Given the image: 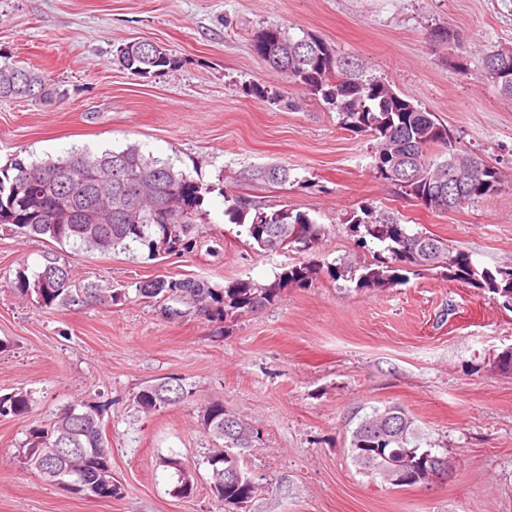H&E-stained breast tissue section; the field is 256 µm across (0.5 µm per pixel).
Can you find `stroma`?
I'll return each instance as SVG.
<instances>
[{"label": "stroma", "mask_w": 512, "mask_h": 512, "mask_svg": "<svg viewBox=\"0 0 512 512\" xmlns=\"http://www.w3.org/2000/svg\"><path fill=\"white\" fill-rule=\"evenodd\" d=\"M281 27L324 39L360 72L382 79L480 156L502 181L497 193L441 213L401 195L375 170L376 140L346 127L333 106L270 69L250 48ZM458 34L459 73L435 28ZM149 41L175 60L134 75L118 46ZM512 47V0H0V61L45 71L62 96L0 99V166L14 154L56 159L138 143L208 185L193 253H90L0 229V395L28 392L29 412L0 419V512H224L209 487L212 441L199 409L222 401L260 431L244 452L267 493L249 512H512V372L495 368L512 348V309L498 295L430 272L384 291L357 288L340 259L369 258L381 244L351 230L353 213L391 212L412 232L446 239L477 269H512V97L482 78V59ZM269 163L283 185L240 180ZM252 201L323 224L319 253L264 254L225 209ZM321 272L288 286L273 304L211 318L188 309L169 319L142 297L153 279L273 283L285 267ZM69 265L76 287L99 299L40 308L11 289L18 272ZM126 299L109 306L110 294ZM181 379L183 403L146 414V385ZM108 402L104 417L119 498L75 494L23 463L29 426L65 406ZM402 405L453 463L448 481L388 489L358 470L350 436L359 418ZM195 469V489L171 495L162 456Z\"/></svg>", "instance_id": "1"}]
</instances>
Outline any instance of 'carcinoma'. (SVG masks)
Wrapping results in <instances>:
<instances>
[{
    "label": "carcinoma",
    "mask_w": 512,
    "mask_h": 512,
    "mask_svg": "<svg viewBox=\"0 0 512 512\" xmlns=\"http://www.w3.org/2000/svg\"><path fill=\"white\" fill-rule=\"evenodd\" d=\"M251 47L272 70L288 75L312 94L322 95L348 127L371 132L377 140L380 178L428 208L448 210V191H437V184L455 144L448 129L431 113L387 89L379 78L350 69V63L319 38L294 39L272 25L254 34ZM117 61L141 75L175 68V60L166 50L147 41L119 47ZM483 73L499 92L512 96V53H487ZM54 93L49 79L38 69L0 62V98L48 100ZM393 147L410 154L403 175L394 171L386 157ZM241 178L283 184L289 181L290 172L268 164L244 171ZM468 180L470 195L464 198L465 204L495 193L500 184L498 172L484 166L474 170ZM207 192L172 162L144 153L137 143L100 153L75 148L56 160L28 161L17 154L8 166L0 168V228L100 253L130 252L138 245L151 259L160 256L164 238L167 254H190L197 247L192 224L202 212ZM225 215L232 223L246 226L253 248L263 253L296 249L312 254L319 251L325 236L324 226L304 213L254 211L247 200H235ZM349 222L353 231H364L391 255L389 262L363 261L354 267L359 273V289L392 288L406 281V272L440 268L450 281L466 282L512 303V269L479 271L464 251L453 250L433 234L411 233L389 214L365 211L361 216L352 215ZM319 273L317 265L295 264L263 287L244 279L224 288H212L194 278L155 279L143 283L139 293L168 302L165 311L172 317L181 316L179 304L222 317L270 304L288 285L304 286ZM14 288L36 294L46 310L78 304L82 296L98 292L92 285L83 290L73 287L69 268L55 262L47 263L31 279L19 277ZM187 394L179 380L165 379L144 387L136 403L148 414L183 402ZM31 401L28 392L0 395V417L26 414ZM104 411L103 404L80 401L61 409L46 426H30L23 443L25 464L47 481L75 493L98 499L120 496L122 487L113 484L109 474L112 448L106 437ZM201 425L214 441L206 457L211 492L224 502V512H237L262 493L264 486L233 481L225 472L233 468L243 477L249 475L241 450L253 447L260 440V431L219 401L202 409ZM422 444L414 418L401 406L389 404L373 408L359 421L351 434L350 453L363 474L390 487H414L424 484L421 472L429 460L448 463L438 449ZM234 448L240 452H232ZM161 463L173 479L171 493L182 498L192 495L195 476L185 475L187 466L178 455L170 454Z\"/></svg>",
    "instance_id": "cac0c4a2"
}]
</instances>
